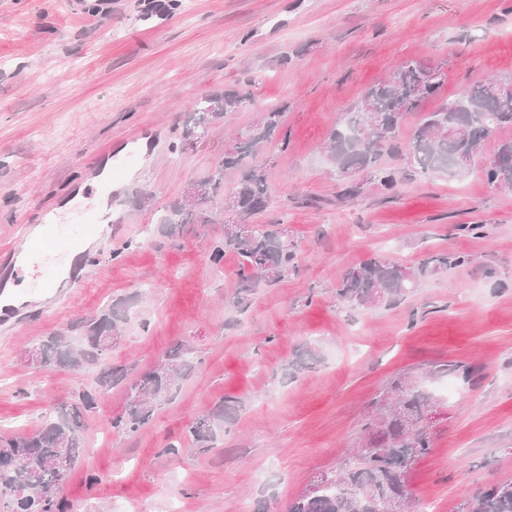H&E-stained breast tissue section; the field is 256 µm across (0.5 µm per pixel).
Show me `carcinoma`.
<instances>
[{
    "mask_svg": "<svg viewBox=\"0 0 512 512\" xmlns=\"http://www.w3.org/2000/svg\"><path fill=\"white\" fill-rule=\"evenodd\" d=\"M445 81L438 67L410 59L386 79L369 86L329 132L326 157L345 179L344 173L376 171L380 186L393 190L399 172L379 168L386 154L410 158L409 164L424 174L458 170L465 156L470 165L482 168L486 182L497 189H512V140L499 142L495 162L485 164L480 148L501 129L512 127V91L499 98L482 95L484 85L470 87L461 96L448 99L435 110L424 113L411 137L400 140L408 115L420 103L436 95ZM249 100L236 90H226L198 99L192 121L186 127L187 140L202 138L211 125L225 118ZM284 129V108L264 111L262 119L241 130L210 173L201 180L202 192L192 201L177 200L161 219V230L174 240L190 224L207 222L203 206L224 190V172H238L231 191L234 213L244 221L264 211L269 203L265 174L250 162L261 145L277 142L288 147ZM241 257L239 277L248 282L271 285L297 269L295 245L277 224L224 225V240L211 246L210 259L216 266L224 249ZM464 257L436 256L432 266L401 267L383 258H372L346 271L336 287L337 296L353 306L370 307L392 303L403 297L422 278L448 265H459ZM121 314L110 306L97 315L72 322L39 342L44 366L61 367L75 373L88 365L100 368L97 388L86 390L71 404L54 408L55 416L29 435L0 436V499L7 500V512H68L69 504L58 493L68 480L82 453L81 431L84 415L97 404L99 394L126 380L127 370L112 366V333ZM79 333L80 348L73 346ZM177 345L154 368L142 373L128 387L124 412L111 421L112 430L132 436L148 424L156 408L174 400L181 382L195 369ZM385 407L366 427V447L355 461L346 462L325 485L318 480L288 512H405L410 501V470L431 448L426 412L432 398L415 384L399 381L382 395ZM224 401L196 419L189 429L197 448L208 451L216 431L224 428ZM459 512H512V481L492 483L462 504Z\"/></svg>",
    "mask_w": 512,
    "mask_h": 512,
    "instance_id": "obj_1",
    "label": "carcinoma"
}]
</instances>
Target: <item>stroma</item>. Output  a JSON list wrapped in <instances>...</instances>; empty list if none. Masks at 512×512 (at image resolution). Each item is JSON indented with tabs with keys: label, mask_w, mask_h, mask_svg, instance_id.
<instances>
[{
	"label": "stroma",
	"mask_w": 512,
	"mask_h": 512,
	"mask_svg": "<svg viewBox=\"0 0 512 512\" xmlns=\"http://www.w3.org/2000/svg\"><path fill=\"white\" fill-rule=\"evenodd\" d=\"M0 0V247L19 232L53 246L47 227L76 203L101 220L28 329L0 326V434L34 432L54 407L93 386L81 374L29 364L45 334L123 301L113 365L130 378L174 343L194 373L131 437L110 422L127 397L115 387L84 418L83 453L63 485L70 512H287L323 474L352 459L379 396L409 377L441 401L431 450L410 472L407 512H458L485 486L512 480V191L462 176L411 171L395 191L370 173L344 193L324 143L363 90L402 61L442 67L439 98L495 77L512 78V0ZM249 95L241 110L185 141L193 103L218 90ZM286 109L287 148L254 157L270 205L255 218L281 223L298 268L271 286L247 287L239 257L209 260L231 214L223 197L211 224L169 240L167 205L204 178L265 108ZM143 167L101 166L120 138ZM134 214L136 242L113 259L108 223ZM381 255L416 267L439 255L461 266L431 274L400 301L354 308L339 300L342 274ZM230 412L214 448L188 426L216 402ZM180 442L178 455L165 446ZM100 481L88 486L86 476Z\"/></svg>",
	"instance_id": "35a3bbf8"
}]
</instances>
